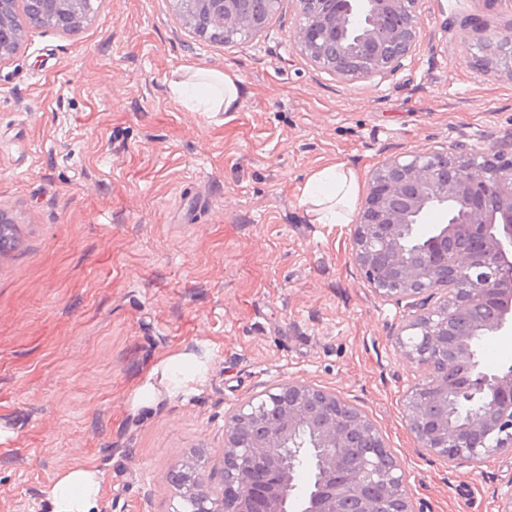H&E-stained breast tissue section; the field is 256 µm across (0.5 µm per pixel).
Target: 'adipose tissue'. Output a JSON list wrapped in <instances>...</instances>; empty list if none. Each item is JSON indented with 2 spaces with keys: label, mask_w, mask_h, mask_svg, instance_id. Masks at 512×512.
I'll list each match as a JSON object with an SVG mask.
<instances>
[{
  "label": "adipose tissue",
  "mask_w": 512,
  "mask_h": 512,
  "mask_svg": "<svg viewBox=\"0 0 512 512\" xmlns=\"http://www.w3.org/2000/svg\"><path fill=\"white\" fill-rule=\"evenodd\" d=\"M169 91L189 112H233L239 106L237 78L217 69H179L169 82ZM358 196V177L342 163L312 172L301 189V202L316 224L347 223ZM101 483L95 468L67 469L51 489L53 512H93L100 498Z\"/></svg>",
  "instance_id": "ef3b65f1"
}]
</instances>
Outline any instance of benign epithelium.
<instances>
[{
	"label": "benign epithelium",
	"instance_id": "1",
	"mask_svg": "<svg viewBox=\"0 0 512 512\" xmlns=\"http://www.w3.org/2000/svg\"><path fill=\"white\" fill-rule=\"evenodd\" d=\"M294 40L312 66L343 82L394 74L415 50L420 0H295ZM84 0H0V64L22 33L87 20ZM281 0H174L203 37L244 43L265 31ZM480 65L512 76L501 54L512 30L482 40ZM448 213L413 248L415 225ZM351 255L383 301L417 311L395 344L419 375L408 388V429L450 469L512 457V367L487 372L478 342L512 332V158L465 145L390 156L371 173L349 225ZM308 456L311 480L301 478ZM170 512H415L400 462L378 425L335 391L301 381L270 385L228 413L216 483L173 471Z\"/></svg>",
	"mask_w": 512,
	"mask_h": 512
}]
</instances>
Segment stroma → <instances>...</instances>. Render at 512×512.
<instances>
[{"instance_id":"1","label":"stroma","mask_w":512,"mask_h":512,"mask_svg":"<svg viewBox=\"0 0 512 512\" xmlns=\"http://www.w3.org/2000/svg\"><path fill=\"white\" fill-rule=\"evenodd\" d=\"M74 35L26 33L0 65V512H52L59 474L102 475L98 512H169L170 471L217 466L237 401L291 380L372 418L417 512H497L512 458L448 470L418 448L395 346L345 224H314L307 177L464 142L512 153V78L475 65L512 0H422L424 30L386 79L342 83L294 42L295 0L243 44L197 36L170 0H94ZM182 67L239 80L237 111H186ZM205 356L173 385L165 366ZM156 397L140 402L144 382Z\"/></svg>"}]
</instances>
